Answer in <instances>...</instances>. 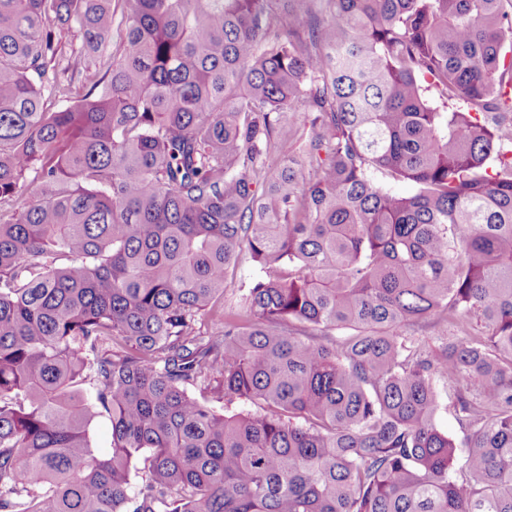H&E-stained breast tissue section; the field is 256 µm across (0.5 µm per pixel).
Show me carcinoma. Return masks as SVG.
I'll return each mask as SVG.
<instances>
[{"instance_id": "obj_1", "label": "carcinoma", "mask_w": 512, "mask_h": 512, "mask_svg": "<svg viewBox=\"0 0 512 512\" xmlns=\"http://www.w3.org/2000/svg\"><path fill=\"white\" fill-rule=\"evenodd\" d=\"M299 2L0 0V512H512V0ZM258 274L259 268L248 255L243 254L240 257L233 283L224 291V303L226 305H238L243 293L242 289L246 288L249 282ZM401 333L404 336H425L435 346L452 336H457L456 332L447 324L437 322L435 319H428L418 325L405 327ZM440 389L442 392L444 408L438 415V425L444 432L448 433L449 436L455 438L457 441H460L463 438V434L455 420L452 408L449 407L448 388H444L442 385H440ZM89 436L93 448L99 455H107L111 451L112 424L105 413H98L89 426Z\"/></svg>"}]
</instances>
